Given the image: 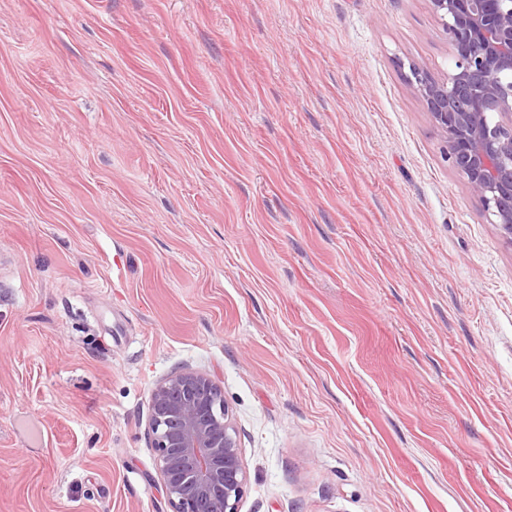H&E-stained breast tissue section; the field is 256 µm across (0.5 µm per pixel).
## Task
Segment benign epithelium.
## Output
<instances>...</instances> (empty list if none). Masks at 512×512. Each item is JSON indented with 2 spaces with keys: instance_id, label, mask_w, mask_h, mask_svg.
I'll return each instance as SVG.
<instances>
[{
  "instance_id": "benign-epithelium-1",
  "label": "benign epithelium",
  "mask_w": 512,
  "mask_h": 512,
  "mask_svg": "<svg viewBox=\"0 0 512 512\" xmlns=\"http://www.w3.org/2000/svg\"><path fill=\"white\" fill-rule=\"evenodd\" d=\"M452 51L435 78L414 64L444 156L512 244V0H429ZM148 432L170 512H239L247 471L223 386L180 369L151 394Z\"/></svg>"
}]
</instances>
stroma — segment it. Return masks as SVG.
I'll return each mask as SVG.
<instances>
[{"mask_svg": "<svg viewBox=\"0 0 512 512\" xmlns=\"http://www.w3.org/2000/svg\"><path fill=\"white\" fill-rule=\"evenodd\" d=\"M412 63L429 0H0V512H167L181 368L240 512H512V244ZM148 432L170 512H239L247 471L213 376L180 369L158 382Z\"/></svg>", "mask_w": 512, "mask_h": 512, "instance_id": "35a3bbf8", "label": "stroma"}]
</instances>
